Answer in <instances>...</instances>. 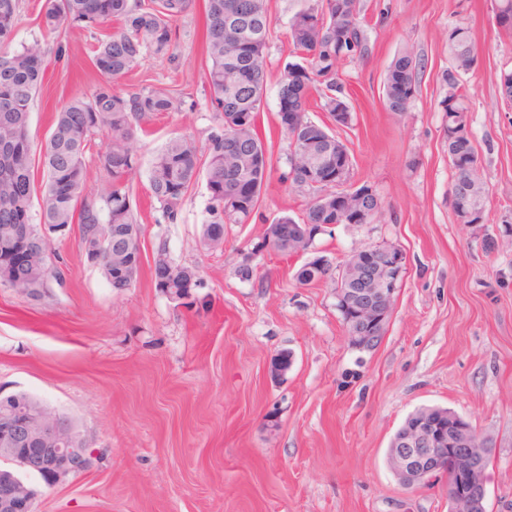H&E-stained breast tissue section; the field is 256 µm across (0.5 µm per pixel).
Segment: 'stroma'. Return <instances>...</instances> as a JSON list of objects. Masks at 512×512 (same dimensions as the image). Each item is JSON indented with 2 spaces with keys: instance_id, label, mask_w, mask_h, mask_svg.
<instances>
[{
  "instance_id": "1",
  "label": "stroma",
  "mask_w": 512,
  "mask_h": 512,
  "mask_svg": "<svg viewBox=\"0 0 512 512\" xmlns=\"http://www.w3.org/2000/svg\"><path fill=\"white\" fill-rule=\"evenodd\" d=\"M317 0H269L273 37L257 126L273 171L250 223L230 224L219 250L198 243L207 204L197 185L177 223L153 209L145 175L155 153L187 133L205 143L213 113L205 82V8L176 24L177 47L146 57L118 89L165 88L179 111L154 118L134 143L142 170L130 188L144 259L158 244L197 267L210 307L157 291L149 267L115 293L83 255L78 231L53 239L62 282L37 300L0 287V393L30 394L68 416L93 451L86 474L53 488L39 478L36 512H448L445 479L406 488L388 462L391 438L425 406L455 411L492 448L487 512H512V110L497 98L512 70V35L494 0H357L368 52L344 60L351 122L338 134L355 181L383 209L372 224H332L307 254L274 251L241 279V253L267 224L299 217L310 201L280 179L289 140L278 82L291 61L293 16ZM468 28L483 59L464 78L470 130L490 189L489 221L459 224L448 166V30ZM31 112L42 144L57 109L99 80L90 33L61 35ZM426 67L406 112L386 111V69L404 47ZM399 245L407 269L380 346L352 350L332 280H295L308 257L341 262L352 250ZM288 352L285 375L271 361Z\"/></svg>"
}]
</instances>
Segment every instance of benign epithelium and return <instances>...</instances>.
<instances>
[{
  "label": "benign epithelium",
  "mask_w": 512,
  "mask_h": 512,
  "mask_svg": "<svg viewBox=\"0 0 512 512\" xmlns=\"http://www.w3.org/2000/svg\"><path fill=\"white\" fill-rule=\"evenodd\" d=\"M229 38L241 49L248 45L241 23L231 17L225 26ZM332 124L307 129L302 146L292 156V166L305 169L310 177H323L320 159L336 155L341 164L328 180L336 182L333 191L322 195L317 204L324 210L367 223L381 210L375 188L351 181L353 160L346 143L333 137L335 130L348 125L351 114L347 104L339 105L331 115ZM224 159L240 171L252 168L254 153L243 151L232 141L224 149ZM460 205L457 215L471 219L481 211L488 191L472 178L460 181L454 189ZM323 226L280 222L267 225L263 248L284 250L290 255L307 252ZM407 257L396 244L356 249L342 261L334 280L336 299L347 311L345 331L348 344L359 351L376 350L391 318L406 271ZM17 403L0 410V454L16 457L22 468L38 470L46 484L55 487L69 478L87 472L92 465V451L74 431L66 416L47 407ZM434 412L393 436L389 459L396 475L413 487L443 474L448 480V512H475L485 488L486 471L492 463V451L479 446L465 420L448 415V427L438 430L429 423ZM36 494L11 471L0 470V512H34Z\"/></svg>",
  "instance_id": "7a95c632"
}]
</instances>
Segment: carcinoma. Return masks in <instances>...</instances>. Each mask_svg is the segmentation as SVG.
Segmentation results:
<instances>
[{"instance_id":"cac0c4a2","label":"carcinoma","mask_w":512,"mask_h":512,"mask_svg":"<svg viewBox=\"0 0 512 512\" xmlns=\"http://www.w3.org/2000/svg\"><path fill=\"white\" fill-rule=\"evenodd\" d=\"M347 20L336 18V0H319L313 8L295 14L318 19L316 38H294L291 44L304 72L303 94L292 97L288 72L278 90V112L295 115L294 124L284 128L291 151L301 146L299 127L311 122L307 116L310 99L316 94L326 112L336 111L340 87L336 84L338 64L361 58L367 51V36L360 21L357 0H348ZM195 7V0H45L44 34L13 47L19 24V0H0V285L21 295L38 299L51 280L63 281L62 271L52 261L51 241L45 231L78 226L80 242L90 239L97 250L84 254L98 268L112 290L119 276L114 265L126 259L142 265L140 248L132 240L141 238V225L134 212L130 183L140 165L133 148L138 129L163 112L178 110V101L166 89L144 88L123 91L112 81L133 71L147 56L170 54L176 43V23ZM236 13L250 25L257 48L244 54L226 40L224 25ZM206 79L215 127L204 146L189 135H178L153 157L148 173L152 199L164 221L177 222L183 201L199 180L208 192L201 222V244L209 249L213 224H246L259 204L241 197L233 210L224 212V194L237 181V173L224 166V140L239 132L244 123H257L267 83V49L272 20L267 0H206ZM101 31L93 46L92 64L102 80L89 93L75 94L56 113L50 134L40 152L33 150L30 112L46 70V40L67 28ZM448 51L453 64L443 75L448 86L446 112L453 115L465 108L463 76L477 54L466 28L448 29ZM415 68L409 70L408 58ZM423 59L405 48L393 58L383 82L384 104L389 112H404L407 102L400 93L403 83H415ZM106 137L104 150L97 153L101 188L87 185L85 157L95 137ZM255 151L256 161L246 176L267 184L272 163L258 132L243 141ZM41 157V195L33 197L36 157ZM287 179L305 189L310 198L327 193L328 185L308 182L289 169ZM298 224H329L331 220L316 206H308ZM30 253L27 267H19L13 254ZM199 271L194 266H157L152 272L155 288L167 295L173 289L191 300L186 307L207 305V300L188 292V283Z\"/></svg>"}]
</instances>
